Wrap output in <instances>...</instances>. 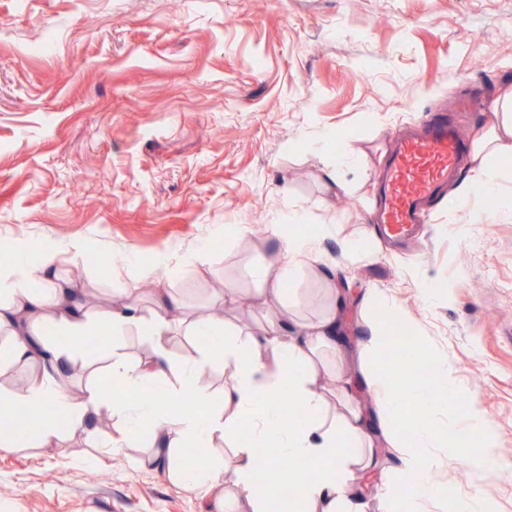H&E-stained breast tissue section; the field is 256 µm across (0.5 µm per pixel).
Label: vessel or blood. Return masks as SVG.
<instances>
[{
    "label": "vessel or blood",
    "instance_id": "vessel-or-blood-1",
    "mask_svg": "<svg viewBox=\"0 0 512 512\" xmlns=\"http://www.w3.org/2000/svg\"><path fill=\"white\" fill-rule=\"evenodd\" d=\"M463 148L455 124L443 112L401 141L380 183L379 221L389 237L404 238L424 223L427 204L447 193Z\"/></svg>",
    "mask_w": 512,
    "mask_h": 512
}]
</instances>
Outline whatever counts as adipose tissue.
<instances>
[{"mask_svg":"<svg viewBox=\"0 0 512 512\" xmlns=\"http://www.w3.org/2000/svg\"><path fill=\"white\" fill-rule=\"evenodd\" d=\"M472 138L469 176L451 189L458 199L498 184L499 173L488 160L512 154V85L488 100ZM314 251L311 239L289 235L272 266L259 273L264 303L284 302L286 286ZM364 304L375 307L377 317L362 350L388 355L389 362L358 378L351 371H338L328 388L321 382L315 356L327 351L337 362L346 358L341 301H334L309 324L284 312L273 314L255 333L218 318L173 319L170 311L180 302L165 288L149 317L117 303L91 318L80 292L60 282L53 252H44L34 268L16 261L8 273H0V333L8 340L0 352V370L8 365L42 366V373L7 398L9 406L36 415L39 428L25 434L15 425L1 423L0 448H16L29 440L50 446L59 427L78 429L89 413L104 412L117 420L113 445L149 444L164 474L178 484L207 488L221 512H275L274 502L256 494L254 478L261 471L274 474L282 455L295 463L288 486L300 490L299 497L289 501L288 512H366V488L356 475L377 471L389 448L396 451L402 482L389 490L394 512H426L429 501L446 495V487L433 478L443 455L465 457L487 475L501 473L497 429L486 415L474 408L459 418L449 416L438 403L436 390L422 385L406 360L394 357V349L403 344L420 343L419 337L401 334L409 324L406 312L375 291L365 295ZM133 327L152 355L134 364L113 355L108 373L124 386L120 401L95 381L77 394L66 388L62 379L72 350L42 341L50 330L76 342L91 336L112 345ZM179 328L190 336L221 333L223 343L218 349L171 361L167 346ZM217 365L223 367L226 380L221 404L215 408L203 373ZM358 384L367 391L370 404L356 400ZM150 387L163 389L164 398L132 407L131 399ZM187 392L195 410L177 408L172 402L173 396ZM288 401L300 405L303 415H288ZM423 405L430 407L433 422L407 429L406 419ZM218 433L237 439L231 461L209 457L199 464L184 456V449L210 447Z\"/></svg>","mask_w":512,"mask_h":512,"instance_id":"obj_1","label":"adipose tissue"}]
</instances>
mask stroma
I'll use <instances>...</instances> for the list:
<instances>
[{
	"label": "stroma",
	"instance_id": "obj_1",
	"mask_svg": "<svg viewBox=\"0 0 512 512\" xmlns=\"http://www.w3.org/2000/svg\"><path fill=\"white\" fill-rule=\"evenodd\" d=\"M508 83L512 0H0V270L48 247L89 314L148 313L166 288L186 313L220 307L255 331L271 314L255 272L305 225L316 252L288 287L291 316L310 323L330 305L321 270L337 264L353 350L379 289L447 363L449 411L475 405L497 426L503 474L445 458L434 478L448 496L429 512L469 498L512 512V157L491 158L493 193L431 202L405 245L369 218L403 134L445 110L470 139ZM330 170L347 191L328 190ZM371 233L372 253L348 255ZM91 253L98 265H84ZM216 281L252 307L223 302ZM111 360L85 339L68 385ZM86 426L48 448H0V512H212L148 448Z\"/></svg>",
	"mask_w": 512,
	"mask_h": 512
}]
</instances>
